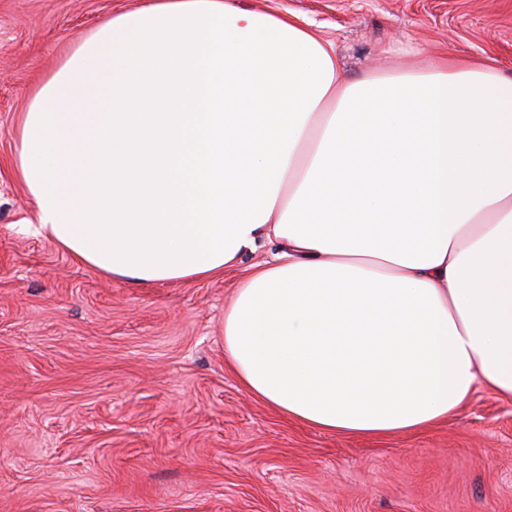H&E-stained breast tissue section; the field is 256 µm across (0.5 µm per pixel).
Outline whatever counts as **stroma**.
I'll use <instances>...</instances> for the list:
<instances>
[{
    "instance_id": "obj_1",
    "label": "stroma",
    "mask_w": 512,
    "mask_h": 512,
    "mask_svg": "<svg viewBox=\"0 0 512 512\" xmlns=\"http://www.w3.org/2000/svg\"><path fill=\"white\" fill-rule=\"evenodd\" d=\"M334 43L347 80L417 53L512 73V0H245ZM148 0H0V512H512V401L478 388L447 421L346 437L250 396L224 309L253 263L141 286L32 230L13 168L38 83Z\"/></svg>"
}]
</instances>
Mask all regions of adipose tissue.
Instances as JSON below:
<instances>
[{
  "label": "adipose tissue",
  "instance_id": "1",
  "mask_svg": "<svg viewBox=\"0 0 512 512\" xmlns=\"http://www.w3.org/2000/svg\"><path fill=\"white\" fill-rule=\"evenodd\" d=\"M14 166L101 273L205 280L267 243L224 361L280 414L415 432L512 399V75L417 58L348 83L332 43L226 0H151L34 91Z\"/></svg>",
  "mask_w": 512,
  "mask_h": 512
}]
</instances>
